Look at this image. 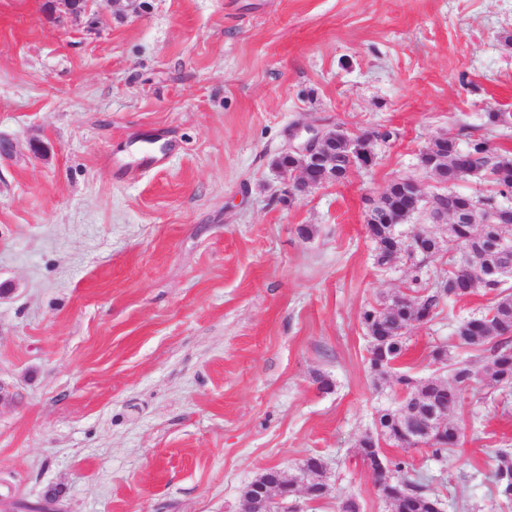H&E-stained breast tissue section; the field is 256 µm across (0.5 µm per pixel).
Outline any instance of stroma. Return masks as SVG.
<instances>
[{"instance_id":"obj_1","label":"stroma","mask_w":512,"mask_h":512,"mask_svg":"<svg viewBox=\"0 0 512 512\" xmlns=\"http://www.w3.org/2000/svg\"><path fill=\"white\" fill-rule=\"evenodd\" d=\"M307 125L397 137L294 194L274 161ZM441 135L512 157V0H96L77 20L0 0V503L54 486L63 512H238L316 455L329 494L299 512H388L357 444L401 390L360 314L411 270L375 265L365 218L394 179L440 191L419 154ZM491 300L444 301L400 370L468 358L455 327ZM453 417L455 452L384 455L444 512H512V392L472 384ZM495 478L499 492L512 502V452L499 450L495 456Z\"/></svg>"}]
</instances>
